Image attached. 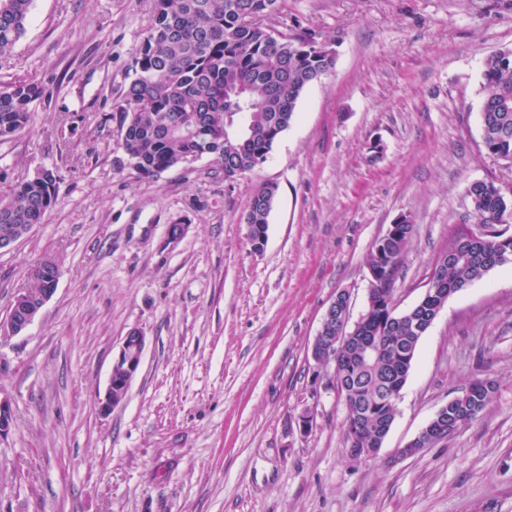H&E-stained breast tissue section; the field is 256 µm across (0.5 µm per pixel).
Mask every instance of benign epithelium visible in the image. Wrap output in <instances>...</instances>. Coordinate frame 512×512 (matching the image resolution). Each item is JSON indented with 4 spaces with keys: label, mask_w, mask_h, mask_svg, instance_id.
Segmentation results:
<instances>
[{
    "label": "benign epithelium",
    "mask_w": 512,
    "mask_h": 512,
    "mask_svg": "<svg viewBox=\"0 0 512 512\" xmlns=\"http://www.w3.org/2000/svg\"><path fill=\"white\" fill-rule=\"evenodd\" d=\"M56 289L48 288L38 304H29L25 289H20L14 298L10 311L0 319V341L17 336L25 332L39 316L44 305L55 294ZM349 308V294L340 293L334 298L325 310L321 325L311 345V359L314 362V374L317 380L324 381V386L336 389V368L339 357L333 356V351L342 350L355 344L356 338L341 328L334 336L323 335L325 326L341 316L347 320ZM146 336L139 330H131L123 338L118 352L113 356L109 374L108 385L104 396L97 398V406L100 414L107 415L112 409L123 402L124 394L128 393L130 384L138 373L144 350ZM442 414L436 412L434 419L425 426L418 436L407 447L403 448L400 455L408 457L410 449L422 444H429L439 438H447V429L441 425ZM14 426V415L8 399L0 397V441L6 438Z\"/></svg>",
    "instance_id": "benign-epithelium-1"
}]
</instances>
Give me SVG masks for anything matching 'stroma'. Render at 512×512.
Here are the masks:
<instances>
[{
	"mask_svg": "<svg viewBox=\"0 0 512 512\" xmlns=\"http://www.w3.org/2000/svg\"><path fill=\"white\" fill-rule=\"evenodd\" d=\"M152 0H32L0 82L40 84L30 129L0 144V191L44 168L56 206L0 252V317L31 263L54 257V296L0 343V512H512V263L451 296L421 338L376 458L346 449L344 401L315 382L311 343L337 293L367 307L366 256L399 218L414 234L398 310L473 226L475 180L512 183L486 154L484 59L512 49V0H284L277 30L335 54L253 173L212 157L138 176L120 110ZM278 186L266 242L241 221ZM187 224L178 242L167 227ZM146 336L123 403L100 415L123 337ZM490 379V404L400 458L435 413ZM315 419L300 433L298 418Z\"/></svg>",
	"mask_w": 512,
	"mask_h": 512,
	"instance_id": "1",
	"label": "stroma"
}]
</instances>
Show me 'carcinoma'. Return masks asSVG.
Returning <instances> with one entry per match:
<instances>
[{
    "instance_id": "1",
    "label": "carcinoma",
    "mask_w": 512,
    "mask_h": 512,
    "mask_svg": "<svg viewBox=\"0 0 512 512\" xmlns=\"http://www.w3.org/2000/svg\"><path fill=\"white\" fill-rule=\"evenodd\" d=\"M32 0H0V54L25 33ZM280 0H153L146 36L136 49L132 77L121 108V145L129 165L142 178L154 179L194 155L213 157L224 178L253 172L289 128L299 99L316 75L328 74L335 58L322 43L286 33L276 38L265 28ZM482 143L486 153L512 166V49L490 55L483 70ZM42 95L38 83L18 80L0 84V142L27 130L33 104ZM57 176L44 169L0 194V240L17 241L29 225L41 224L56 203ZM274 183L256 186L245 224L251 242L266 235ZM476 223L483 233L455 234L453 254L440 253L430 281L439 284L426 306L389 313L385 296L395 278L414 226L399 224L366 257L378 271L368 289L372 305L354 323L356 336L375 348L367 359L355 350L344 355L336 371V389L346 406V441L350 448H380L381 434L394 422L389 395L407 383L424 333L428 308L483 279L501 265L503 250L496 225L512 219L498 185L480 180L467 186ZM55 263L30 266L27 298L36 303L48 287ZM490 403L483 381L456 396L448 413V434L473 421Z\"/></svg>"
}]
</instances>
